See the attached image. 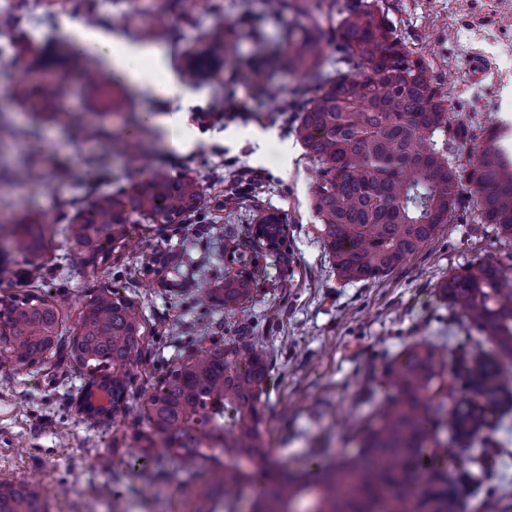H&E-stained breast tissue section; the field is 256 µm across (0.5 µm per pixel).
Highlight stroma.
Segmentation results:
<instances>
[{
	"mask_svg": "<svg viewBox=\"0 0 512 512\" xmlns=\"http://www.w3.org/2000/svg\"><path fill=\"white\" fill-rule=\"evenodd\" d=\"M220 11L194 9L181 18L179 0H169L178 18L157 45L193 50L205 35L250 11L260 21L236 37V54L256 60L276 96L261 86L238 84L231 73L208 85L187 88L186 122L197 132L183 152L168 150L165 133L145 122L135 138L153 168L177 177L200 178L210 197L200 215L161 230L135 227L132 243L118 259L68 272L73 256L63 227L90 192L105 193L128 184L136 172L111 132L123 118L150 112L161 116L169 100L146 88L127 89L122 117L103 116L102 94L73 78L57 102L20 107L4 92L19 75L41 77L39 65L51 50L44 35L64 33L95 8L104 26L139 34L146 26L149 0H68L46 10L32 25L21 8L23 26L11 9L0 10V32L24 31L28 38L0 50V218L37 210L48 215L43 284L79 310L104 287L138 297L149 322V347L132 370L129 405L138 408L152 384L186 363L201 347L243 336L265 339L270 378L263 396L271 455L289 469L311 474L322 459L354 454V429L374 416L386 400L384 370L411 342L449 337L447 383L460 387L457 361L480 347L478 335L436 293L449 274L476 261L494 262L508 247L491 225L474 220L466 204L419 253L382 279L340 280L318 232L311 194L315 168L296 137V109L303 81L277 65L282 38L301 27L298 14H271L266 0H218ZM396 34L430 62L455 122L469 136L451 162L474 160L489 129L505 134L512 149V0H379ZM481 58L484 74L471 70ZM37 129L28 140V129ZM68 176H61V168ZM27 178L17 185L16 169ZM269 212L288 218L283 246L260 251L254 226ZM249 259L253 291L242 308L225 311L206 298L205 288L224 285L230 252ZM207 261L201 282L197 261ZM84 378L63 354L33 367L0 363V481L34 479L53 512H196L203 481L185 484L180 465L168 460L150 493L121 478L139 453L133 418L78 413L72 398ZM488 425L473 446L460 447L440 435V450H452L451 472L458 512H483L495 498L500 512H512V414H488Z\"/></svg>",
	"mask_w": 512,
	"mask_h": 512,
	"instance_id": "obj_1",
	"label": "stroma"
}]
</instances>
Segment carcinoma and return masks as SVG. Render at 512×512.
Masks as SVG:
<instances>
[{
	"mask_svg": "<svg viewBox=\"0 0 512 512\" xmlns=\"http://www.w3.org/2000/svg\"><path fill=\"white\" fill-rule=\"evenodd\" d=\"M269 9L309 20L300 37L285 34L278 60L305 81L296 135L317 166L311 193L319 232L341 279L376 281L422 251L462 207L468 189L476 197V222L493 225L501 240L512 242V171L493 133L469 166L449 161L465 129L452 125L448 97L430 64L396 35L373 0L353 8L339 0H269ZM172 22L168 7L158 5L143 36L163 35ZM60 43L62 52L44 61L40 82L20 77L7 88L13 103L52 100L71 77L88 75L87 58L66 40ZM231 50L206 42L196 58L177 64L191 83L228 63L235 80L262 81L261 70L230 59ZM205 198L197 178L154 170L89 199L63 232L81 263L108 262L130 227L142 220L181 224ZM49 228L47 215L34 211L0 221V252L24 261L31 284L0 298V350L25 366L66 350L90 378L78 401L83 412L124 416L130 369L147 348L142 305L114 288H100L71 328L65 303L36 291ZM251 285L243 268L224 280L216 299L236 309ZM437 293L489 346L460 363L464 389L495 411L511 410L512 387L501 381L500 365L512 360V281L498 263H471L440 281ZM263 345V337L252 336L202 351L153 387L134 435L144 453L128 463V475L145 481L144 491L170 456L185 482L210 478L198 512H237L243 487L260 473L267 483L253 512H298L307 496L306 512H455V499L444 488L446 466L429 447L442 432L471 442L487 421L484 412L448 391L444 345L414 343L397 354L386 368L391 393L379 416L356 430L357 454L334 466L318 465L314 481L269 459ZM0 512H50V504L25 482L0 481Z\"/></svg>",
	"mask_w": 512,
	"mask_h": 512,
	"instance_id": "1",
	"label": "carcinoma"
}]
</instances>
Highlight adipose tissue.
<instances>
[{"label": "adipose tissue", "mask_w": 512, "mask_h": 512, "mask_svg": "<svg viewBox=\"0 0 512 512\" xmlns=\"http://www.w3.org/2000/svg\"><path fill=\"white\" fill-rule=\"evenodd\" d=\"M67 36L76 50L122 82L133 87L151 85L157 95L169 100L184 97L185 87L172 68L169 49L82 23L68 27Z\"/></svg>", "instance_id": "1"}]
</instances>
